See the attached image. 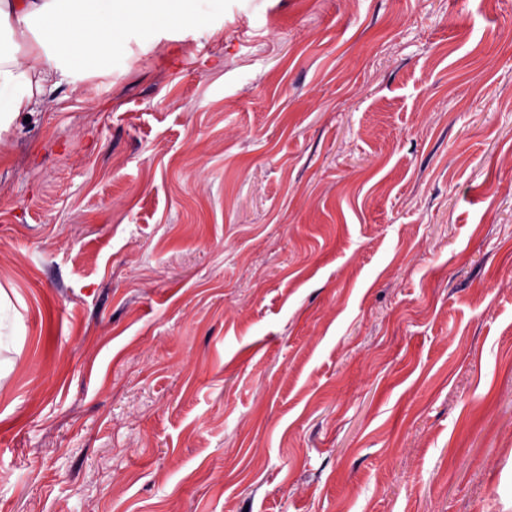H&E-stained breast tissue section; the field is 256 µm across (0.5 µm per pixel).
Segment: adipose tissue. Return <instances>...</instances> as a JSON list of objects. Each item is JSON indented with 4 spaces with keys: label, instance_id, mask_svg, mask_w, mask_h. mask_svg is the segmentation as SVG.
Returning a JSON list of instances; mask_svg holds the SVG:
<instances>
[{
    "label": "adipose tissue",
    "instance_id": "obj_1",
    "mask_svg": "<svg viewBox=\"0 0 512 512\" xmlns=\"http://www.w3.org/2000/svg\"><path fill=\"white\" fill-rule=\"evenodd\" d=\"M224 0H0V39L22 34L36 52H0V142L36 98L120 70L133 47L173 28L209 31Z\"/></svg>",
    "mask_w": 512,
    "mask_h": 512
}]
</instances>
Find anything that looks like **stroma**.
<instances>
[{
    "label": "stroma",
    "instance_id": "obj_1",
    "mask_svg": "<svg viewBox=\"0 0 512 512\" xmlns=\"http://www.w3.org/2000/svg\"><path fill=\"white\" fill-rule=\"evenodd\" d=\"M512 0H224L0 143V512H512Z\"/></svg>",
    "mask_w": 512,
    "mask_h": 512
}]
</instances>
